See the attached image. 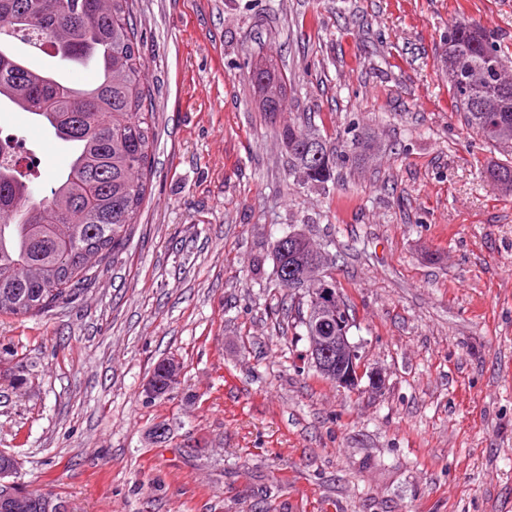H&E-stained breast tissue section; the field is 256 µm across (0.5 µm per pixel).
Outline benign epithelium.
Returning a JSON list of instances; mask_svg holds the SVG:
<instances>
[{
  "mask_svg": "<svg viewBox=\"0 0 512 512\" xmlns=\"http://www.w3.org/2000/svg\"><path fill=\"white\" fill-rule=\"evenodd\" d=\"M302 288L310 293L306 318L309 355L316 369L329 377L336 387L349 392L362 390L379 391L382 388L380 374L370 367L359 354L358 348L348 337L350 322L336 289V279L330 275L326 265L315 263L300 275ZM336 320V335L330 336L325 323ZM170 371L167 385L159 390L146 382L144 392L147 398L157 399L170 396L181 381L180 364L172 360L168 364ZM368 385L361 386L362 380ZM8 466L0 467V507L8 512H19L24 508L23 485L15 480L19 462L16 457L7 454Z\"/></svg>",
  "mask_w": 512,
  "mask_h": 512,
  "instance_id": "7a95c632",
  "label": "benign epithelium"
}]
</instances>
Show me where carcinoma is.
<instances>
[{
	"label": "carcinoma",
	"mask_w": 512,
	"mask_h": 512,
	"mask_svg": "<svg viewBox=\"0 0 512 512\" xmlns=\"http://www.w3.org/2000/svg\"><path fill=\"white\" fill-rule=\"evenodd\" d=\"M138 0H0V103L26 112L76 150L43 193L38 175L6 143L0 148V317L45 314L76 298L127 247L148 193L155 141V90L143 78ZM22 43L53 49L57 69L34 67L16 53ZM457 74L448 76L465 124L492 148L512 155V73L497 45L476 24L448 27ZM80 66L93 81L77 87L61 72ZM258 109L281 111L286 81L273 65L250 69ZM288 176L303 188L328 189L338 166L375 149L369 133L350 140V152L305 121L280 133ZM512 191V162L488 168ZM311 239L295 242L274 262L272 287L308 308L286 269L318 256Z\"/></svg>",
	"instance_id": "1"
}]
</instances>
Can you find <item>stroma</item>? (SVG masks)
I'll list each match as a JSON object with an SVG mask.
<instances>
[{"mask_svg":"<svg viewBox=\"0 0 512 512\" xmlns=\"http://www.w3.org/2000/svg\"><path fill=\"white\" fill-rule=\"evenodd\" d=\"M453 21L512 70V0H139L155 87L151 193L74 302L0 317V451L70 512H512V193L457 112ZM288 77L257 111L248 65ZM364 131L329 193L293 185L278 133ZM46 176L67 153L0 120ZM327 243L379 392L318 378L271 289L291 226ZM180 361L165 400L142 387ZM166 439H157V424Z\"/></svg>","mask_w":512,"mask_h":512,"instance_id":"stroma-1","label":"stroma"}]
</instances>
